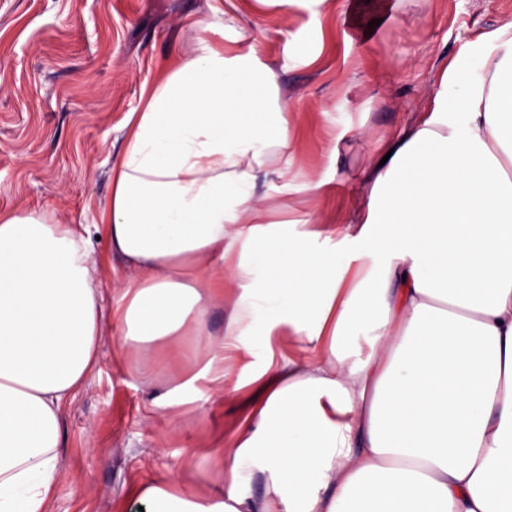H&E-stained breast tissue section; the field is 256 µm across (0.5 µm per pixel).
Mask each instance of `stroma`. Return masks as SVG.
I'll list each match as a JSON object with an SVG mask.
<instances>
[{
  "label": "stroma",
  "mask_w": 512,
  "mask_h": 512,
  "mask_svg": "<svg viewBox=\"0 0 512 512\" xmlns=\"http://www.w3.org/2000/svg\"><path fill=\"white\" fill-rule=\"evenodd\" d=\"M234 2L246 40L257 42L295 110L297 172L316 179L327 166L325 121L314 103L362 126L341 152L342 183L315 201L289 200L327 224L348 223L364 204L369 153L425 110L448 59L512 20V0H399L389 23L363 43L348 39L332 8L317 17ZM226 7L225 0H0V213L38 210L86 225L104 315L119 303L112 279L125 269L97 218L127 115L174 58L195 53L204 34L194 21L206 19L204 36L223 42ZM181 374L169 364L143 383L128 367L118 328L107 324L95 367L64 408L63 476L48 512H139L134 489L169 467L207 476L205 450L231 434L237 405L202 382L177 420L149 414L151 399Z\"/></svg>",
  "instance_id": "1"
}]
</instances>
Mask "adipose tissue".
<instances>
[{"mask_svg": "<svg viewBox=\"0 0 512 512\" xmlns=\"http://www.w3.org/2000/svg\"><path fill=\"white\" fill-rule=\"evenodd\" d=\"M130 113L99 221L122 347L171 342L239 402L212 479L141 486L150 512H512V22L468 40L424 112L379 141L352 222L277 220L299 179L273 68L228 24ZM86 227L0 215V512H47L63 410L104 333ZM224 308V333L208 318ZM259 493H251L252 484Z\"/></svg>", "mask_w": 512, "mask_h": 512, "instance_id": "adipose-tissue-1", "label": "adipose tissue"}]
</instances>
